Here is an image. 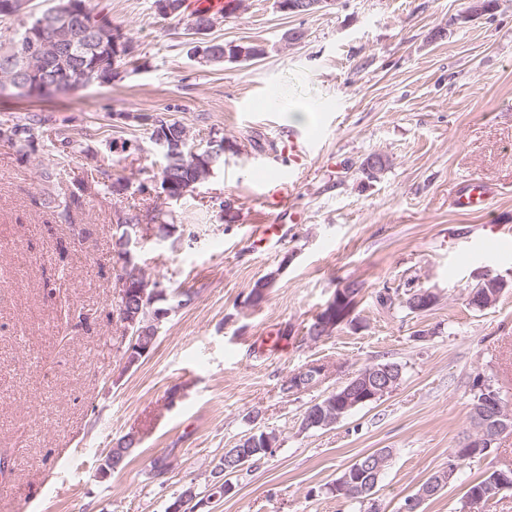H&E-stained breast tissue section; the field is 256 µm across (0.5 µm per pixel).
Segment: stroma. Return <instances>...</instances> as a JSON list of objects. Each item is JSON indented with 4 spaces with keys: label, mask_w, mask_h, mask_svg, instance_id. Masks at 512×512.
<instances>
[{
    "label": "stroma",
    "mask_w": 512,
    "mask_h": 512,
    "mask_svg": "<svg viewBox=\"0 0 512 512\" xmlns=\"http://www.w3.org/2000/svg\"><path fill=\"white\" fill-rule=\"evenodd\" d=\"M152 2L87 0L132 42L116 77L40 98L0 96V121L43 112L49 128L88 140L132 186L118 206L85 195L61 224L42 201L85 177V159L42 149L23 159L0 142V512H166L186 488L208 492L225 449L253 428L274 432L276 448L199 512H359L331 487L380 450L390 457L375 499L381 512H400L470 432L476 378L512 402V288L480 311L466 301L482 276L512 273V0L467 21V0H336L311 15L247 0L210 36L263 44L265 56L211 65L187 56L184 24L157 19ZM292 30L304 38L288 48ZM283 90L316 121L299 127L314 149L281 206L262 193L292 129L275 103ZM125 112L181 119L200 139L213 128L225 136L223 165L174 205L173 238L142 231L138 261L149 277L193 300L130 369L113 226L119 207H147L134 187L159 171L160 156ZM256 139L267 150L252 149ZM114 140L127 150L106 151ZM373 154L385 165L370 175L363 163ZM474 178L494 191L491 208L455 209ZM218 194L231 219L210 209ZM249 224L280 225L281 236L255 243ZM266 276L264 299L247 305ZM351 282L360 288L351 317L308 339ZM416 288L437 293L431 309L378 302L385 290ZM384 362L402 367L392 393L303 429L308 406ZM312 364L325 368L316 383L283 391ZM129 433L137 445L124 467L100 475ZM494 464H512V432L461 461L419 512H468V486Z\"/></svg>",
    "instance_id": "1"
}]
</instances>
